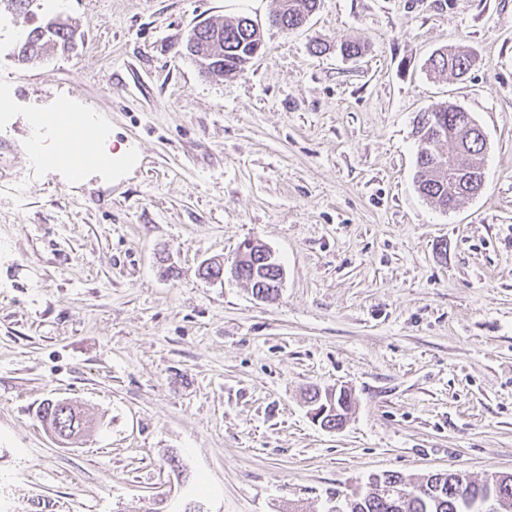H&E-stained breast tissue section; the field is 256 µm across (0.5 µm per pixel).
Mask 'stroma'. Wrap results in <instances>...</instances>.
Here are the masks:
<instances>
[{
  "mask_svg": "<svg viewBox=\"0 0 512 512\" xmlns=\"http://www.w3.org/2000/svg\"><path fill=\"white\" fill-rule=\"evenodd\" d=\"M276 7L0 0V512H330L374 474L512 473V0H321L293 31ZM241 15L260 53L201 72L194 27ZM52 18L72 47L21 63ZM446 46L476 66L430 73ZM444 103L487 143L447 212L414 128ZM67 107L135 164L32 160L34 117ZM248 239L276 300L198 275ZM313 388L351 393L342 427ZM48 399L94 428L58 443ZM318 392V390H314L308 398V403L313 404V411H316L314 417L321 415L325 411L323 401H325L327 409L324 415L322 417L320 416L321 419L317 417L315 421L319 422L320 419V424L322 425L323 423L328 429H336V427L343 425L352 409L353 401L351 394L347 390H340L338 395H336V407L333 409L332 405L329 403L330 397L325 396L324 398L322 397V400H319Z\"/></svg>",
  "mask_w": 512,
  "mask_h": 512,
  "instance_id": "35a3bbf8",
  "label": "stroma"
}]
</instances>
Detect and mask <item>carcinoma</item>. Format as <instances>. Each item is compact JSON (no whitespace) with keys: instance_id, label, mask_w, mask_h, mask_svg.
Wrapping results in <instances>:
<instances>
[{"instance_id":"cac0c4a2","label":"carcinoma","mask_w":512,"mask_h":512,"mask_svg":"<svg viewBox=\"0 0 512 512\" xmlns=\"http://www.w3.org/2000/svg\"><path fill=\"white\" fill-rule=\"evenodd\" d=\"M319 0H278V8L271 15V23L285 31L301 27L316 10ZM256 25L248 17H240L231 22L207 23L194 29L186 43V53L193 57L199 66L222 75H230L241 70L249 60L257 43ZM73 38V30L64 22H55L52 31L34 29L20 47L18 58L23 62L40 59L57 50L68 48ZM476 57L464 48H442L429 59V67L438 73L460 76L474 66ZM463 110L456 106L442 105L429 108L418 114L416 134L420 149L417 155V183L420 193L439 208L448 210L470 195L479 187L478 180H448V174L439 169L436 163L442 143L451 145L448 153L454 159L462 160L468 167L478 170L484 166L486 143L481 138L477 125L467 126L462 120ZM279 268L256 255L243 269V282L251 290L270 292L276 286ZM308 403L314 406L320 422L329 429L343 425L353 405L351 394L343 390L336 395L335 405H324L319 400L318 391H313ZM439 491L429 497L418 496L417 488L407 490L409 499L401 508L393 499L375 492H369L347 508V512H482L483 503L489 495L497 494L512 501V478L491 489L482 482L471 485L468 498L458 496L455 479L444 472L435 478Z\"/></svg>"}]
</instances>
